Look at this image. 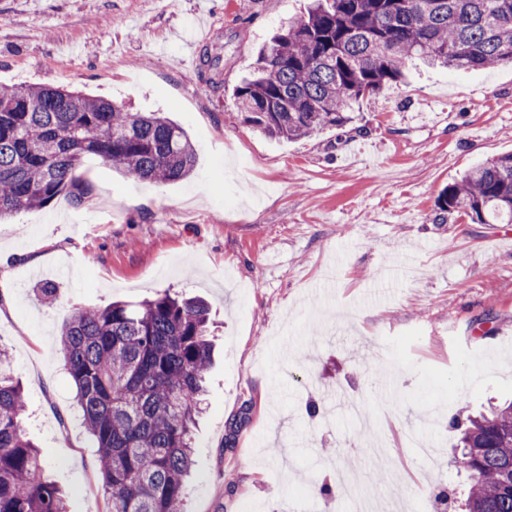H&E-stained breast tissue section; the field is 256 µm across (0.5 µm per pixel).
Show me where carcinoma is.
<instances>
[{"mask_svg": "<svg viewBox=\"0 0 512 512\" xmlns=\"http://www.w3.org/2000/svg\"><path fill=\"white\" fill-rule=\"evenodd\" d=\"M415 60L470 71L512 64V0H311L260 52L234 91L259 132L293 140L354 121L356 103L404 78ZM94 155L125 176L168 183L190 175L195 148L160 112L64 87L0 90V220L91 185L76 177ZM440 219L464 213L512 222V154L487 159L437 199ZM207 305L165 290L140 303L74 311L60 346L96 445L102 512H182L194 460L212 339ZM23 389L0 348V512H65L41 478L26 437ZM454 466L469 487L461 512H512V401L455 417Z\"/></svg>", "mask_w": 512, "mask_h": 512, "instance_id": "cac0c4a2", "label": "carcinoma"}]
</instances>
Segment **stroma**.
<instances>
[{"mask_svg":"<svg viewBox=\"0 0 512 512\" xmlns=\"http://www.w3.org/2000/svg\"><path fill=\"white\" fill-rule=\"evenodd\" d=\"M310 0H0V86L82 91L164 112L196 163L172 183L124 177L89 158L91 193L0 222V318L26 399L24 428L66 512H100L96 450L63 369L74 310L156 292L211 306L215 352L194 431L187 512H279L309 496L316 460L359 473L381 506L467 484L449 463L453 416L512 398V223L437 221L447 185L512 153V66L411 70L363 99L354 125L297 140L255 131L233 89L257 51ZM211 11L224 84L189 69L175 31ZM56 288L48 305L36 295ZM345 390L372 433L414 428L431 457L393 449L376 465L358 419L310 418V398ZM250 413L237 432L229 421Z\"/></svg>","mask_w":512,"mask_h":512,"instance_id":"1","label":"stroma"}]
</instances>
